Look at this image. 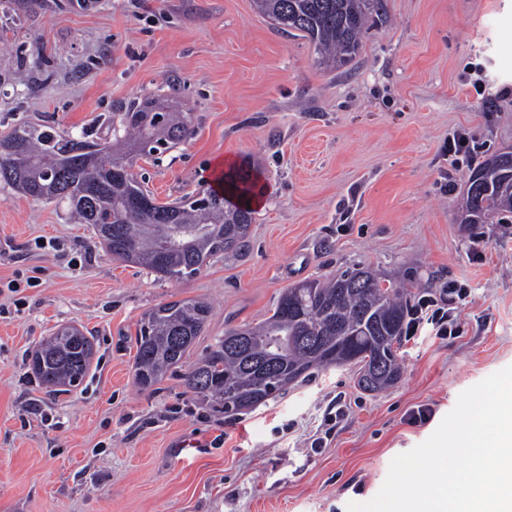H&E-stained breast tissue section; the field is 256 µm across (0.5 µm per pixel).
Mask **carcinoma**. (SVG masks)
<instances>
[{
  "mask_svg": "<svg viewBox=\"0 0 512 512\" xmlns=\"http://www.w3.org/2000/svg\"><path fill=\"white\" fill-rule=\"evenodd\" d=\"M253 2L280 30L301 33L320 64L332 68L356 54L360 35L378 10V0ZM192 132L190 113L151 102L123 113L109 141L63 137L46 125L23 126L0 138V182L36 200L67 201L77 223L90 225L97 236L110 231L102 245L112 258L143 266L161 279L187 280L215 256L246 247L252 223L247 197L256 180L237 172L227 176L224 192L210 191L203 201L189 198L147 208L134 203L149 193L133 174L113 168L132 167L148 141L168 150ZM509 156L511 151L500 153L472 170L479 179L465 189L460 223L487 224L512 213V166L494 164ZM410 295L399 284L383 286L368 268L288 288L264 322L225 331L216 348L188 372L186 385L226 414L276 397L320 366L359 364L362 374L371 376L364 389L381 390L401 374L394 345L402 336ZM210 313L209 304L193 299L145 312L134 336L136 383L149 388L180 364ZM92 353L80 329L61 325L33 352L31 366L43 385L67 392L89 371ZM269 357L280 381L271 391L260 385L255 371Z\"/></svg>",
  "mask_w": 512,
  "mask_h": 512,
  "instance_id": "carcinoma-1",
  "label": "carcinoma"
}]
</instances>
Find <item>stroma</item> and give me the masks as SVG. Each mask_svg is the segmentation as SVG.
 Instances as JSON below:
<instances>
[{
  "label": "stroma",
  "instance_id": "obj_1",
  "mask_svg": "<svg viewBox=\"0 0 512 512\" xmlns=\"http://www.w3.org/2000/svg\"><path fill=\"white\" fill-rule=\"evenodd\" d=\"M379 15L355 58L328 68L252 0H0V136L41 124L108 139L154 99L194 128L136 160L157 201L208 190L224 157L266 186L245 250L172 282L113 259L66 202L0 183V512H347L462 391L512 365V223L458 220L471 170L512 151V0H379ZM459 132L473 148L449 156ZM361 267L416 297L463 285L457 333L402 341V376L380 393L351 365L233 416L188 392L189 366L226 330ZM190 298L212 306L205 329L139 389L137 320ZM62 324L95 356L55 395L28 356Z\"/></svg>",
  "mask_w": 512,
  "mask_h": 512
}]
</instances>
